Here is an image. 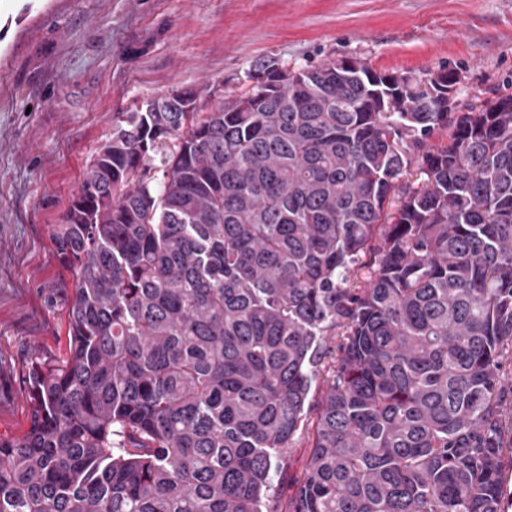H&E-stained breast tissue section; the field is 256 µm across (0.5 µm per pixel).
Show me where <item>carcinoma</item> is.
<instances>
[{
    "instance_id": "carcinoma-1",
    "label": "carcinoma",
    "mask_w": 512,
    "mask_h": 512,
    "mask_svg": "<svg viewBox=\"0 0 512 512\" xmlns=\"http://www.w3.org/2000/svg\"><path fill=\"white\" fill-rule=\"evenodd\" d=\"M247 79L116 113L54 232L69 354L0 441V512H508L512 95L450 112L456 71L357 57ZM503 374L505 379L503 382L506 384L502 397L503 412L501 415L505 428L504 444L506 448H504V453L506 457L512 458V363L509 360L504 364ZM310 442L309 430L298 434L292 442V447L288 451L286 463L278 476L275 478V489L283 501L288 500V495L292 493L290 486L295 477L302 474L307 460V451ZM288 462L290 464L288 468Z\"/></svg>"
}]
</instances>
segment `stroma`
Returning <instances> with one entry per match:
<instances>
[{
    "instance_id": "obj_1",
    "label": "stroma",
    "mask_w": 512,
    "mask_h": 512,
    "mask_svg": "<svg viewBox=\"0 0 512 512\" xmlns=\"http://www.w3.org/2000/svg\"><path fill=\"white\" fill-rule=\"evenodd\" d=\"M355 56L460 79L456 108L512 94V0H0V440L30 427L32 364L69 348L75 273L55 224L113 117L243 92L257 61Z\"/></svg>"
}]
</instances>
